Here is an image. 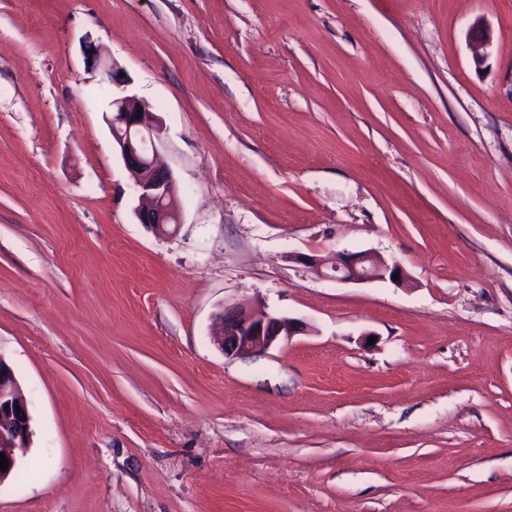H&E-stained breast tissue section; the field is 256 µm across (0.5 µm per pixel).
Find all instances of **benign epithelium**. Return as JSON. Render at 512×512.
I'll return each instance as SVG.
<instances>
[{
    "label": "benign epithelium",
    "mask_w": 512,
    "mask_h": 512,
    "mask_svg": "<svg viewBox=\"0 0 512 512\" xmlns=\"http://www.w3.org/2000/svg\"><path fill=\"white\" fill-rule=\"evenodd\" d=\"M468 40L475 65H481L492 44V33L481 21L469 29ZM88 67L98 71L101 82L111 87L119 83L114 64L104 60L92 46L85 49ZM109 125L113 144L139 189L136 217L139 223L159 236L175 233L181 216L176 202V180L172 171L159 161L155 138L160 127L150 105L136 95L112 96L108 101ZM309 263L324 277L341 282L383 279L400 271L369 252H342L329 259L310 257ZM215 342L224 357L243 358L260 353L303 331L304 321L276 313L258 315L243 305H230L218 318ZM21 411H16V408ZM30 441V415L12 368L0 359V454L8 459V469H0V482L18 466L19 453Z\"/></svg>",
    "instance_id": "7a95c632"
}]
</instances>
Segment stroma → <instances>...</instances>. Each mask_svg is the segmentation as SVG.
Segmentation results:
<instances>
[{
    "label": "stroma",
    "mask_w": 512,
    "mask_h": 512,
    "mask_svg": "<svg viewBox=\"0 0 512 512\" xmlns=\"http://www.w3.org/2000/svg\"><path fill=\"white\" fill-rule=\"evenodd\" d=\"M346 251L402 281L303 261ZM238 302L308 330L225 358ZM0 358L33 432L0 512H512V0H0ZM468 40L472 50V58L476 66H480L488 55L492 44L490 29L480 20L475 21L469 29ZM85 54L88 67L97 70L101 75L100 83L111 89L106 121L113 144L126 168L136 178L140 193L136 208L139 224L159 236L174 234L182 224L176 202V180L172 171L159 161L155 138L160 134V127L151 107L136 95L114 97L113 85L120 81L114 64L102 59L91 45L86 46ZM309 263L321 276L341 282H364L373 279H383L388 274L399 273L397 264L389 265L380 257L369 252H342L329 259L314 256ZM324 269L329 272H324Z\"/></svg>",
    "instance_id": "35a3bbf8"
}]
</instances>
